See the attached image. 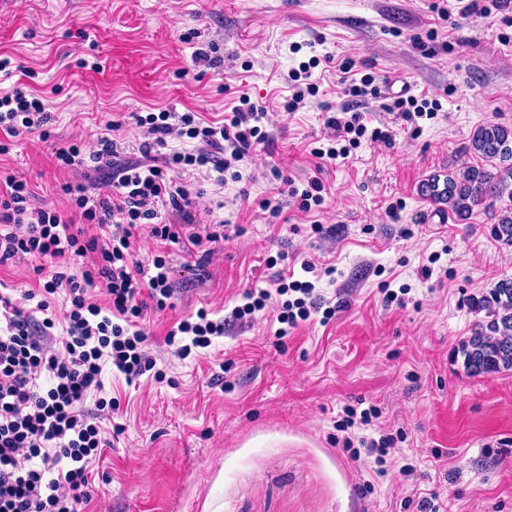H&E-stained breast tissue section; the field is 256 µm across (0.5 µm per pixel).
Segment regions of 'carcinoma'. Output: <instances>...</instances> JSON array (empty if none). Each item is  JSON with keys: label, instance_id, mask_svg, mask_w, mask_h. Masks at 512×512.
<instances>
[{"label": "carcinoma", "instance_id": "1", "mask_svg": "<svg viewBox=\"0 0 512 512\" xmlns=\"http://www.w3.org/2000/svg\"><path fill=\"white\" fill-rule=\"evenodd\" d=\"M466 150L475 162L441 179L434 174L421 192L446 205L455 220H469L474 209L503 198L512 203V127L487 122L474 130ZM491 235L512 247V206L505 209ZM486 321L474 325L460 348L464 367L474 376L512 370V279L500 281L476 302Z\"/></svg>", "mask_w": 512, "mask_h": 512}]
</instances>
